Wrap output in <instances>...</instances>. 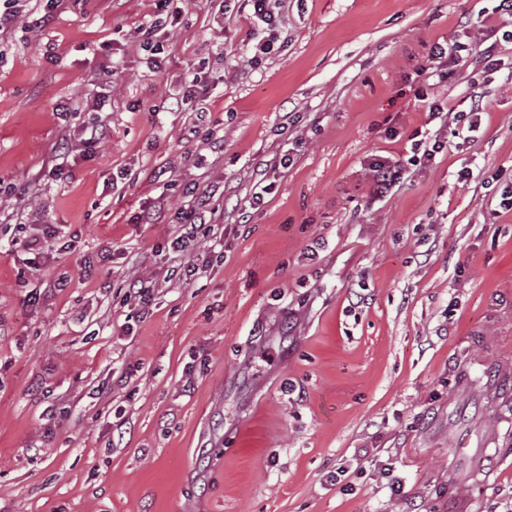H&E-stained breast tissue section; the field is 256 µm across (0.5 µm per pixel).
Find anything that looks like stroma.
I'll return each mask as SVG.
<instances>
[{
    "mask_svg": "<svg viewBox=\"0 0 512 512\" xmlns=\"http://www.w3.org/2000/svg\"><path fill=\"white\" fill-rule=\"evenodd\" d=\"M492 7L288 0L250 71L238 0H60L43 28L20 0L0 35V512L512 507V43L474 142L407 163L417 88L469 104L471 65L439 81L431 47ZM379 157L406 164L383 198ZM191 186L224 254L185 281ZM138 277L160 281L146 311L123 301Z\"/></svg>",
    "mask_w": 512,
    "mask_h": 512,
    "instance_id": "stroma-1",
    "label": "stroma"
}]
</instances>
